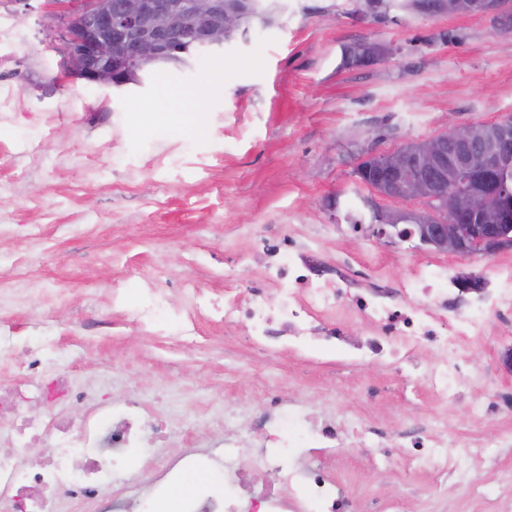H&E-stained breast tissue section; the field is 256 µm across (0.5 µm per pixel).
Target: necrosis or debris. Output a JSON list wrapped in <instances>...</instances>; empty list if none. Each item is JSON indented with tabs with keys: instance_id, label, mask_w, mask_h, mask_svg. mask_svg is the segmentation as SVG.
<instances>
[{
	"instance_id": "necrosis-or-debris-1",
	"label": "necrosis or debris",
	"mask_w": 512,
	"mask_h": 512,
	"mask_svg": "<svg viewBox=\"0 0 512 512\" xmlns=\"http://www.w3.org/2000/svg\"><path fill=\"white\" fill-rule=\"evenodd\" d=\"M303 247L290 234L263 240V285L242 299L225 292L216 303L193 283L182 282L185 304L170 300L167 289L152 288L135 305H128L121 289H113V311L131 316L145 331L158 336H185L197 315L217 317L230 324L246 320L254 344L275 353L287 345L340 348L355 361L387 362L419 371L415 352L432 351L437 361L421 371L430 392L441 400L456 397L464 385L466 355L463 345L483 335L491 316L512 317V263L491 272L490 286L472 297L465 312L449 314L455 299L454 276L447 267L417 266L400 288L357 291L347 279L317 277L302 254ZM359 319L368 328L365 337L352 338L340 312ZM18 382L0 391V431H7L19 456L0 455V512H35L39 498L63 491L65 496L98 512L103 481L112 468L123 465V451L147 446L162 448L174 431L154 416L142 399L122 404L87 406L68 434V422H37L31 405H43L64 396L84 404L83 391L72 387L66 375L46 378L42 360L32 353L18 361ZM254 427L265 436V450L244 457V439L235 430L233 413L224 415V486L199 489L189 499L187 512H350L352 502L344 485L323 463L297 465L301 449L327 455L356 448L384 447V434L376 427L350 422H316L308 409L269 392L263 410L253 417ZM58 434L56 456L37 453L43 432ZM399 462L408 471H426L434 486L470 465L493 461L498 446L471 440L448 452V436L436 429L405 435Z\"/></svg>"
}]
</instances>
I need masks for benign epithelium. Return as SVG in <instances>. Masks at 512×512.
<instances>
[{
  "instance_id": "obj_1",
  "label": "benign epithelium",
  "mask_w": 512,
  "mask_h": 512,
  "mask_svg": "<svg viewBox=\"0 0 512 512\" xmlns=\"http://www.w3.org/2000/svg\"><path fill=\"white\" fill-rule=\"evenodd\" d=\"M62 9L67 36L63 51L66 73L88 84L120 88L140 83L142 73L162 60L175 67L188 63L178 56L183 46L198 53L217 52L229 41L224 33V0H50ZM483 0H454L450 14H480ZM483 124L465 122L430 138L417 140L409 155L402 149L365 151L367 170L386 178L393 188L381 198L414 200L416 223L403 224L396 212L369 227L381 245L417 241L415 248L461 257L493 255L512 248V227L498 223L505 194L497 187L478 190L480 182L498 180L503 160H512V135L502 134L487 149Z\"/></svg>"
}]
</instances>
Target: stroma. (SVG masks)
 Segmentation results:
<instances>
[{
  "instance_id": "obj_1",
  "label": "stroma",
  "mask_w": 512,
  "mask_h": 512,
  "mask_svg": "<svg viewBox=\"0 0 512 512\" xmlns=\"http://www.w3.org/2000/svg\"><path fill=\"white\" fill-rule=\"evenodd\" d=\"M281 11L247 38L188 67H165L139 84L104 88L67 78L62 27L48 0H0V277L9 282L0 316L15 325L17 353L47 340L48 372L69 376L95 401L136 395L170 402L187 426L181 444L201 452L223 436L211 416L231 408L252 447L264 438L251 419L282 388L313 412L382 429L397 451L403 433L440 418L449 442L499 438L512 429V325L465 345L469 379L460 396L435 401L419 376L355 365L340 351H282L268 358L247 342V324L207 317L180 340L146 335L113 315L112 289L137 302L143 289L183 296L175 280L224 295L225 269L240 297L258 285L256 244L286 230L318 236L313 262L336 271L338 255L379 267L394 281L422 263L484 276L511 262L512 249L459 257L411 243L378 244L346 224L371 191L353 170L363 151L399 148L448 126L512 116V33L482 15L423 17L390 6L373 16L354 0H279ZM372 43L378 62L348 66L345 47ZM207 87L194 119L208 133L183 131L179 90ZM107 328H97V321ZM497 405L472 420L470 405ZM375 451L330 459L350 476L360 512L401 498L406 512H482L466 493L486 485L512 497V447L494 467L434 497L428 476L375 468Z\"/></svg>"
}]
</instances>
